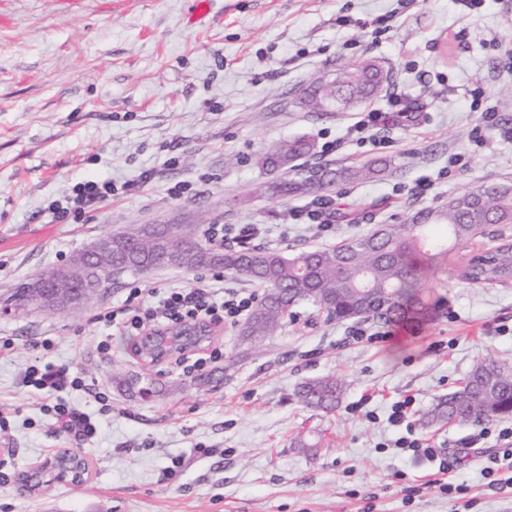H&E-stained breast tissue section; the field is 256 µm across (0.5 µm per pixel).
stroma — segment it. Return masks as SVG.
<instances>
[{
  "label": "stroma",
  "instance_id": "1",
  "mask_svg": "<svg viewBox=\"0 0 512 512\" xmlns=\"http://www.w3.org/2000/svg\"><path fill=\"white\" fill-rule=\"evenodd\" d=\"M397 0H211L208 16L189 20L188 0H0V303L41 269L62 264L99 237L131 224H264L274 249L288 254L341 245L381 224L405 223L464 190L512 183V0H484L467 16L460 0H411L390 20ZM378 31H371V23ZM371 57L392 70L387 92L407 95L416 121L398 119L389 148L347 143L350 112H310L298 103L304 82L333 76L338 65ZM498 106L485 127L471 91ZM485 135L476 146L475 130ZM305 138L315 146L306 168L353 167L381 159L398 175L339 183L332 229L318 237L295 224L291 209L307 197L271 196L282 171L263 168L273 146ZM464 155L467 165L449 169ZM149 172L140 182L141 172ZM439 179L434 197L402 191ZM110 179L131 189L89 207L81 223L52 220L48 204L79 181ZM181 182L188 193L171 195ZM512 241V224H491L423 275L437 305L415 324L367 322L382 341L353 335V321L333 323L310 305L292 317L265 351H247L238 325L212 326L189 359L220 350L201 371L177 357L152 362L140 337L114 333L97 350L93 315L122 300L131 285L185 287L209 269L163 268L125 277L73 315L0 312V512H512V488L483 476L499 452L487 425H429L423 415L491 355L512 366V281L463 280L472 252ZM50 347H42L44 338ZM66 363L96 386L69 403L96 424L76 439L56 427L43 399L22 388L26 368ZM138 375L168 387L144 399L118 389ZM333 377L345 384L336 410L300 404L298 383ZM106 393L111 407L96 399ZM415 399V435L452 461V494L435 483L440 461L396 448L405 427L389 420L392 404ZM305 440L309 449L298 448ZM60 448L88 461L83 486L65 482L21 491L17 472ZM182 470L168 477L172 460Z\"/></svg>",
  "mask_w": 512,
  "mask_h": 512
}]
</instances>
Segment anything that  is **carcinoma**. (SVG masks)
I'll return each mask as SVG.
<instances>
[{
  "instance_id": "obj_1",
  "label": "carcinoma",
  "mask_w": 512,
  "mask_h": 512,
  "mask_svg": "<svg viewBox=\"0 0 512 512\" xmlns=\"http://www.w3.org/2000/svg\"><path fill=\"white\" fill-rule=\"evenodd\" d=\"M392 80V74L376 59L346 62L336 77L308 82L301 100L315 112H332L375 98ZM308 142H284L266 153L263 164L285 172L291 163L307 155ZM394 175L392 162H374L345 169L319 168L299 173L298 178L273 182L272 193L313 194L327 192L339 181L371 178L381 173ZM442 224L448 237H428L427 227ZM489 224H512V186L491 184L466 190L438 209H419L404 224H389L342 245L288 255L282 251L247 247L226 249L203 239L195 224H171L168 245L147 241L135 245L145 227L131 224L112 234L110 253L95 260L85 254L75 258L87 266L88 274L79 287L94 295L111 287L127 274L140 275L156 268L173 266L187 271L219 269L234 278L264 288L249 318L239 332L241 344L260 351L283 325L291 308L308 303L327 320H375L414 322L432 317L433 302L419 288L424 269L448 259L454 245L467 242ZM462 276L473 282L504 283L512 278V245L502 243L494 250L468 261ZM30 284L16 289L5 300L15 310H37L39 303L29 293ZM118 384L142 397L155 396L161 389L153 380L125 378ZM343 393L333 379L301 384L297 400L307 407L332 411ZM512 416V368L492 356L472 367L457 390L440 399L425 413L429 424H474Z\"/></svg>"
}]
</instances>
